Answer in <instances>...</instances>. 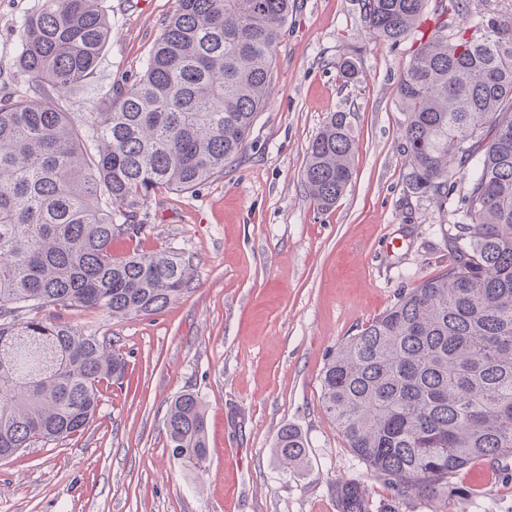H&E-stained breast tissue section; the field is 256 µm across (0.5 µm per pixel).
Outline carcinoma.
I'll use <instances>...</instances> for the list:
<instances>
[{"label": "carcinoma", "mask_w": 512, "mask_h": 512, "mask_svg": "<svg viewBox=\"0 0 512 512\" xmlns=\"http://www.w3.org/2000/svg\"><path fill=\"white\" fill-rule=\"evenodd\" d=\"M426 2L362 0L363 19L397 43ZM289 8L290 0H177L138 78L81 117L62 98L94 75L108 41L100 0H44L25 21L18 66L40 96L0 99V460L85 430L101 384L124 374L112 344L61 312L144 317L186 290L181 254L117 257L112 241L143 233L156 192L191 190L242 153L270 96ZM476 31L439 23L399 82L406 188L453 204L450 260L324 368L323 410L392 492L375 508L363 483L344 480L338 512H399L425 499L467 512L479 495L453 476L512 458V27L490 17ZM337 67L355 81L357 53ZM354 148L348 113H331L303 171L318 207L343 196ZM51 309L53 319L40 316ZM165 428L173 456L206 461L196 394L172 399ZM275 448L285 469L304 466L297 429L283 426Z\"/></svg>", "instance_id": "obj_1"}]
</instances>
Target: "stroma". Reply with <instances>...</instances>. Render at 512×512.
<instances>
[{"mask_svg":"<svg viewBox=\"0 0 512 512\" xmlns=\"http://www.w3.org/2000/svg\"><path fill=\"white\" fill-rule=\"evenodd\" d=\"M43 0H0V97L35 96L19 71L23 22ZM176 0H103L110 35L94 76L64 102L97 111L110 88L134 80ZM274 52V84L244 151L188 192H158L139 242L114 253L176 251L192 281L158 313L122 322L71 310L75 328L115 342L122 379L101 386L86 430L0 462V512H337L336 483L355 477L373 503L387 490L349 450L321 405L333 352L398 298L448 266L452 218L407 195V120L400 75L449 0H428L417 31L391 44L364 25L361 0H291ZM360 52L357 82L336 63ZM348 113L352 179L322 211L303 180L307 146L330 113ZM190 391L208 420L202 469L173 456L171 400ZM307 442L302 470H283V425ZM488 512H512V470L479 461L456 475Z\"/></svg>","mask_w":512,"mask_h":512,"instance_id":"35a3bbf8","label":"stroma"}]
</instances>
